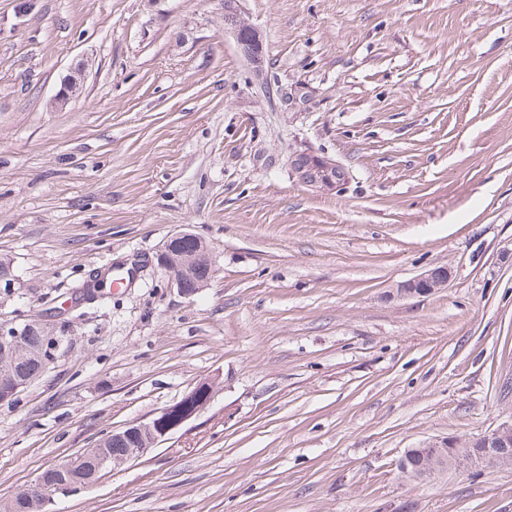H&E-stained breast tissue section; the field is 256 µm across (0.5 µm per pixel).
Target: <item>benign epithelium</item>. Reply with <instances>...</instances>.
I'll return each instance as SVG.
<instances>
[{
    "label": "benign epithelium",
    "mask_w": 512,
    "mask_h": 512,
    "mask_svg": "<svg viewBox=\"0 0 512 512\" xmlns=\"http://www.w3.org/2000/svg\"><path fill=\"white\" fill-rule=\"evenodd\" d=\"M224 28L230 30L239 44L244 55L256 68L263 64V42L260 32L253 26L243 27L239 18L237 4H232L231 9L226 12ZM80 82L77 78L71 77L64 81L61 89L54 99L57 106H64L71 96L79 90ZM288 167L298 182L312 191L336 192L342 188L346 179V169L335 160L310 151L295 152L288 157ZM157 264L168 275L171 284L178 292L185 296H193L199 289L185 287V279L190 273V267L206 265L213 267L211 247L209 244L201 243L198 253L194 256H178L170 251L168 246L163 248L156 255ZM450 276V270L443 267H435L424 273L404 282L399 286V293L404 296H415L431 293L445 286ZM36 329L45 342L51 346H57V336L51 325L42 319H37L23 325L0 324V356L4 360L16 358L26 352L24 335L28 329ZM30 383V380L11 379L9 383L0 386V403L12 400L23 388ZM216 382L209 380L196 385L179 402L168 407L173 412V419L165 427L160 425L158 417L128 424L120 429L110 431L112 438L120 439L133 437L138 439L137 447L131 449L126 455L120 458L111 457L103 453L102 449H95V471L91 477L90 484H95L105 474L120 470L127 465L138 461L150 449L157 447L168 439L174 431L182 427L188 421L210 404L214 397ZM475 441L492 446L494 448L512 447V424L504 423L485 435L475 438ZM79 489V486L68 481L48 483L43 477L28 485L24 496L30 500H38L44 505L52 502L58 493H70Z\"/></svg>",
    "instance_id": "7a95c632"
}]
</instances>
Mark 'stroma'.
<instances>
[{"instance_id":"1","label":"stroma","mask_w":512,"mask_h":512,"mask_svg":"<svg viewBox=\"0 0 512 512\" xmlns=\"http://www.w3.org/2000/svg\"><path fill=\"white\" fill-rule=\"evenodd\" d=\"M0 0V323H57L0 404V503L216 378L135 465L49 512H512V466L402 475L512 423V0ZM79 74L70 103L62 81ZM313 151L347 171L314 192ZM191 228L198 294L153 257ZM445 266L434 293L397 288ZM237 8L238 6L234 1L231 9L226 12L224 28L229 29L234 34L244 55L259 70L263 64V42L260 32L255 27L249 26L240 20ZM244 25L249 27L242 29L241 26ZM288 167L298 182L312 191H339L347 179L341 164L315 152L293 153L288 157Z\"/></svg>"}]
</instances>
